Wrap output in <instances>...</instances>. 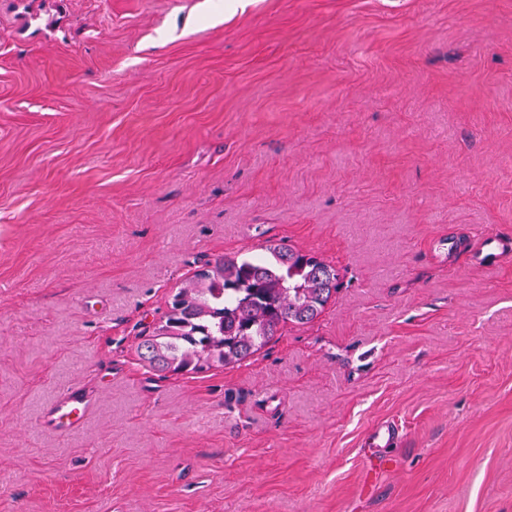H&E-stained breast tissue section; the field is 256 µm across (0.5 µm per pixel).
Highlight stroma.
I'll use <instances>...</instances> for the list:
<instances>
[{"mask_svg":"<svg viewBox=\"0 0 512 512\" xmlns=\"http://www.w3.org/2000/svg\"><path fill=\"white\" fill-rule=\"evenodd\" d=\"M509 229L512 0H0V512H512V261L448 248ZM282 242L314 323L140 361ZM266 249L206 262L168 299L164 319L138 345L140 360L162 377L197 375L250 359L288 323L318 319L339 271L287 245ZM89 407L90 401L78 389H71L47 408L46 418L56 425L72 429L81 423Z\"/></svg>","mask_w":512,"mask_h":512,"instance_id":"stroma-1","label":"stroma"}]
</instances>
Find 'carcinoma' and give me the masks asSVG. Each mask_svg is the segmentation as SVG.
<instances>
[{"mask_svg": "<svg viewBox=\"0 0 512 512\" xmlns=\"http://www.w3.org/2000/svg\"><path fill=\"white\" fill-rule=\"evenodd\" d=\"M339 286L335 266L287 245L269 247L266 256H221L168 299L138 356L162 377L242 363L284 325L318 319Z\"/></svg>", "mask_w": 512, "mask_h": 512, "instance_id": "carcinoma-1", "label": "carcinoma"}]
</instances>
